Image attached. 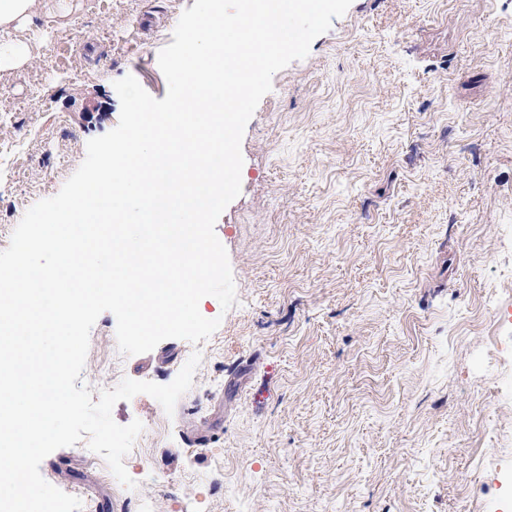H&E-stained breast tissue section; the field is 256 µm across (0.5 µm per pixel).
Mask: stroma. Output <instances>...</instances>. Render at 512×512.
Listing matches in <instances>:
<instances>
[{
	"mask_svg": "<svg viewBox=\"0 0 512 512\" xmlns=\"http://www.w3.org/2000/svg\"><path fill=\"white\" fill-rule=\"evenodd\" d=\"M195 0H42L0 43V250L114 129V81L154 98ZM215 232L237 302L207 340L126 356L102 313L80 375L140 394L122 485L84 443L42 477L81 512H512V0H352L273 77ZM207 437L204 447L186 440Z\"/></svg>",
	"mask_w": 512,
	"mask_h": 512,
	"instance_id": "stroma-1",
	"label": "stroma"
}]
</instances>
